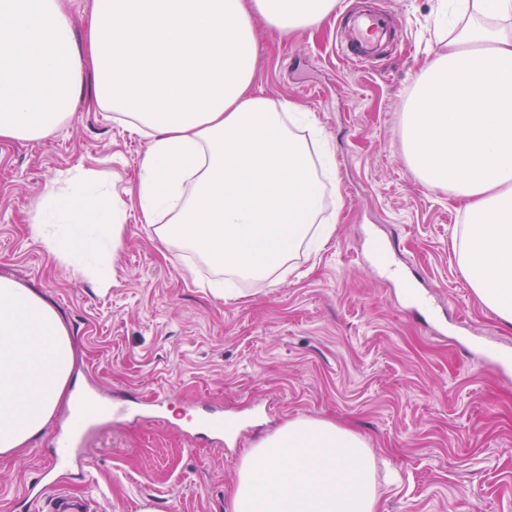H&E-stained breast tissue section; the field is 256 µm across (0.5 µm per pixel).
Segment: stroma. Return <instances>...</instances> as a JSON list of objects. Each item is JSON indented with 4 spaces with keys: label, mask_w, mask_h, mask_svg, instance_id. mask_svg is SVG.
<instances>
[{
    "label": "stroma",
    "mask_w": 512,
    "mask_h": 512,
    "mask_svg": "<svg viewBox=\"0 0 512 512\" xmlns=\"http://www.w3.org/2000/svg\"><path fill=\"white\" fill-rule=\"evenodd\" d=\"M393 12L396 46L367 70L336 51V19L282 34L261 30L253 89L314 112L333 149L336 186L324 204L333 235L297 253L288 278L238 279L213 292L218 271L196 253L166 260L133 206L147 141L84 87L68 122L37 142L0 141V276L41 294L78 350L79 389L181 397L166 420L108 417L65 479L93 512H231L243 455L284 421L306 416L357 431L378 469V512H512V373L484 363L512 348L468 286L453 248L463 203L422 182L403 149L405 103L440 50L444 0H355ZM96 173L124 211L112 286L77 274L30 232L61 171ZM400 241V276L376 254ZM232 428L223 447L178 427L210 408ZM47 435L0 457V512H33L23 498L51 455Z\"/></svg>",
    "instance_id": "35a3bbf8"
}]
</instances>
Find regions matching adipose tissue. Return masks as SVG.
Here are the masks:
<instances>
[{
    "instance_id": "ef3b65f1",
    "label": "adipose tissue",
    "mask_w": 512,
    "mask_h": 512,
    "mask_svg": "<svg viewBox=\"0 0 512 512\" xmlns=\"http://www.w3.org/2000/svg\"><path fill=\"white\" fill-rule=\"evenodd\" d=\"M338 0H95L77 38L65 0H0V140L39 141L93 79L98 106L148 140L136 204L162 248L187 247L243 279L287 277L303 243L331 236L315 170L318 121L252 91L255 18L283 33L319 25ZM448 41L406 103L403 147L428 186L466 200L456 237L474 294L512 330V0H458ZM83 170L32 219L47 249L92 273L111 261L123 212ZM70 233L58 237L55 227ZM75 342L57 310L0 277V456L40 437L71 403ZM371 448L354 430L296 417L240 460L232 512H377Z\"/></svg>"
}]
</instances>
